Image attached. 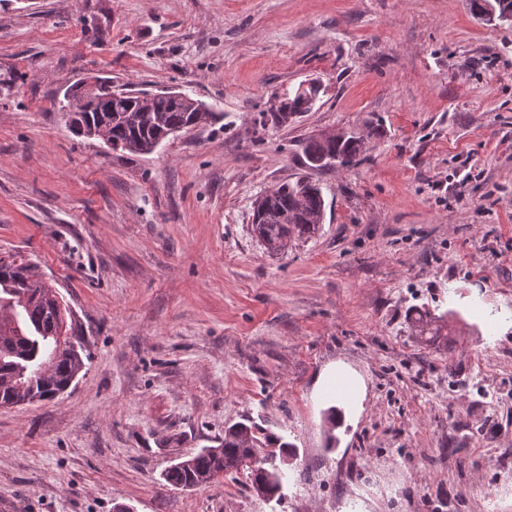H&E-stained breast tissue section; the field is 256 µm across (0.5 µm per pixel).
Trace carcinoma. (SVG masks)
<instances>
[{
    "label": "carcinoma",
    "instance_id": "cac0c4a2",
    "mask_svg": "<svg viewBox=\"0 0 512 512\" xmlns=\"http://www.w3.org/2000/svg\"><path fill=\"white\" fill-rule=\"evenodd\" d=\"M321 87L296 91L273 113L272 121L283 125L294 115L309 111ZM76 105L72 125L93 126L113 149L149 154L169 136L215 117L202 101L190 107L165 95L152 98L142 111L137 92L124 85L102 83V93L87 99L77 85L64 94ZM364 139L351 135L341 141L334 137H313L303 146L305 164L310 168L356 164ZM321 188L307 179L283 183L267 192L258 213L254 233L265 249L281 254L294 239L317 233L324 215ZM72 312L59 299L55 287L43 277L38 266L9 254L0 256V406H13L32 395L53 400L65 391L84 370L83 349L74 342L59 348V337L73 336V326H65ZM415 335L428 341L445 337L443 326L419 315L414 320ZM222 451L202 448L186 467L171 465L161 478L177 489L209 485L224 473L244 470L250 487L266 483L267 476L279 470L283 460L296 454L293 446L264 428L251 424L246 430L232 425L224 430Z\"/></svg>",
    "mask_w": 512,
    "mask_h": 512
}]
</instances>
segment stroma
<instances>
[{"label": "stroma", "instance_id": "obj_1", "mask_svg": "<svg viewBox=\"0 0 512 512\" xmlns=\"http://www.w3.org/2000/svg\"><path fill=\"white\" fill-rule=\"evenodd\" d=\"M96 75L216 118L111 150L61 110ZM341 132L356 165L309 169ZM300 178L323 224L269 255L253 202ZM1 252L90 354L62 399L0 407L7 512H512V24L469 0H0ZM424 309L447 338L415 339ZM340 369L364 392L331 425ZM249 419L297 450L281 499L161 478ZM321 87H310L302 92L296 90L292 97H288L287 101L280 106L279 112H274L272 121L276 124L283 125L288 123V119H292L294 115L301 112H308L314 105ZM363 146L364 139L360 136L351 135L343 141L336 137H313L302 148L304 163L312 169L329 165L348 168L356 164Z\"/></svg>", "mask_w": 512, "mask_h": 512}]
</instances>
